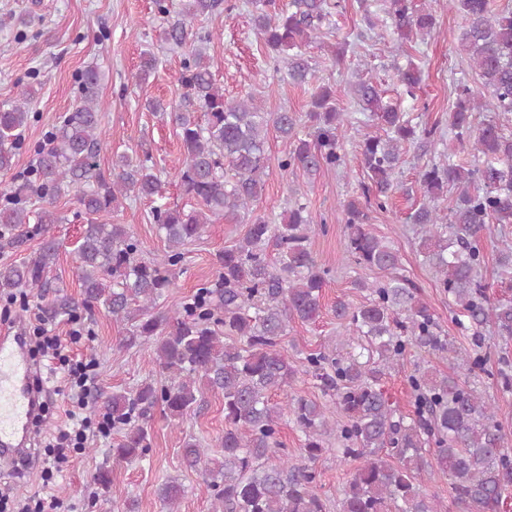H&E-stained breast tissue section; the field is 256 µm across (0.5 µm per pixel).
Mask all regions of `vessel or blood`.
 Instances as JSON below:
<instances>
[{
    "instance_id": "1",
    "label": "vessel or blood",
    "mask_w": 512,
    "mask_h": 512,
    "mask_svg": "<svg viewBox=\"0 0 512 512\" xmlns=\"http://www.w3.org/2000/svg\"><path fill=\"white\" fill-rule=\"evenodd\" d=\"M28 349L23 323L0 336V464L5 466L28 455L30 426L42 402Z\"/></svg>"
}]
</instances>
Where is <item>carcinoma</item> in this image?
<instances>
[{"instance_id":"obj_1","label":"carcinoma","mask_w":512,"mask_h":512,"mask_svg":"<svg viewBox=\"0 0 512 512\" xmlns=\"http://www.w3.org/2000/svg\"><path fill=\"white\" fill-rule=\"evenodd\" d=\"M223 0H154L158 15L176 19L160 32L161 41L182 52L178 81L184 89L171 118L185 160L176 177L189 209L161 202L162 181L149 153L132 157L112 154V170L97 163L102 143L99 89L101 71L89 67L78 77L79 101L59 117L26 174L15 176L0 192V245L18 243L20 228L35 218L43 238L34 255L0 266V292L34 288L47 281L61 248L51 234L59 215V197L76 196V215L86 224L75 249L81 304H101L119 321L132 323L120 344L132 348L152 343L167 382L151 379L133 392H115L103 402L112 430L120 434L111 448L113 462L142 458L150 448L152 412L156 407L180 420L201 406L207 390L224 395L222 453L207 455L200 443L183 444L186 468L198 471L218 503L215 512H328L316 490L315 463L329 452L343 459H361L344 489L342 512H442L443 505L422 493L424 475L436 469L448 477L449 493L461 512H499L512 491V444L494 410L469 378L482 369L485 356L461 350L441 334L417 286L400 273L398 253L368 228V212L384 209L394 190V174L410 142L432 143L437 127H419L408 113L370 80L351 88L354 99L371 113L381 135H366L361 162L368 175L364 203L345 205L348 229L345 249L361 271L380 270L386 279L355 285L367 292L359 306L336 304V318L347 322L361 339L360 351L341 352L325 346L296 361L279 348L295 320L316 322L329 270L320 267L310 248L311 224L303 194L270 223L254 207L262 199L270 157L268 127L292 143L280 159L283 171L314 175L323 168H345L340 141L343 113L336 110L333 91L323 87L306 113L313 131L300 137V117L286 110L266 112L254 95L227 99L216 83L208 56L210 31H193L195 21L211 15ZM493 0H448L467 25L460 51L470 60L480 86H457L448 129L457 148L473 150L479 164H427L418 174L419 190L429 202L413 215L420 254L435 273L460 319L457 325L474 334L491 325L498 336L512 339V296L492 299L482 280L481 241L492 224H512V134L490 120L477 128L474 111L490 96L495 109L512 114V7L496 10ZM342 7L341 0H255L253 23L268 56L286 63L288 78L302 85L315 78L307 48L324 35V26ZM384 11L403 43L428 34L434 13L416 0H384ZM157 67L149 50L142 54L138 81ZM393 83L415 97L421 71L413 63L394 66ZM29 86L0 106V173L15 168L16 150L28 124ZM459 190L455 204L443 213L435 204L438 192ZM145 198L156 202L151 217L167 242V250L150 257L126 225L112 223L122 201ZM250 216L242 239L224 248L223 271L211 285L198 289L190 301L169 315L151 312L171 286V268L184 258L181 247L201 236L211 217L236 221ZM502 274L512 276V241L499 249ZM414 345L448 357L453 373L439 376L418 368L408 377L414 414L406 416L387 397L382 379ZM300 374L320 382L329 402L290 398L272 403L271 393L285 391ZM343 420H336V414ZM304 437L295 459L281 451L283 417ZM336 434L338 448L326 447ZM99 496L112 493V469L94 475ZM182 495L169 481L160 489L162 502L173 509Z\"/></svg>"}]
</instances>
